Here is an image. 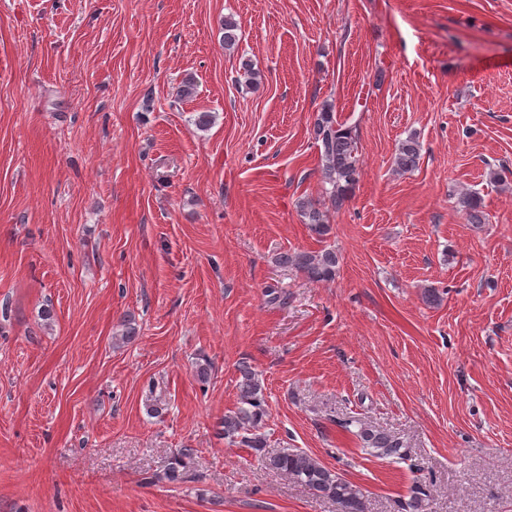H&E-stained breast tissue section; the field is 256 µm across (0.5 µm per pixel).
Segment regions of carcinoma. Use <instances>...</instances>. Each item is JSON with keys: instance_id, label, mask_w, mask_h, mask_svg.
I'll use <instances>...</instances> for the list:
<instances>
[{"instance_id": "carcinoma-1", "label": "carcinoma", "mask_w": 512, "mask_h": 512, "mask_svg": "<svg viewBox=\"0 0 512 512\" xmlns=\"http://www.w3.org/2000/svg\"><path fill=\"white\" fill-rule=\"evenodd\" d=\"M224 30V49L231 50L238 45L239 25L226 16L221 23ZM316 140L321 142V177L328 185L323 200H306L300 209L309 229L318 236L329 233L326 223V209H338L351 193L357 182L359 171V137L357 130L336 120L331 107L327 106L317 115L314 123ZM420 160L418 142L409 138L399 148L396 165L406 173L415 169ZM458 206L465 212L471 224H485L488 221L481 198L474 192L459 195ZM279 264L291 266L307 278L316 281H330L336 276L338 257L332 249L318 252L297 251L284 253L278 258ZM240 381L237 406L224 415L221 421L224 439L238 443L245 448L260 453L267 446L266 439L259 433V427L266 416L267 400L265 387L258 374L244 365L239 368ZM357 427L354 435L359 438L362 450L370 455L391 457L396 461L406 459L400 442L384 431L360 419H346L341 427L351 430ZM194 449L182 448L172 458L164 473V480L171 484H181L189 478ZM262 460L268 468L280 472L301 483L310 490L336 502L339 512H365L362 489L347 480L337 471L327 467L320 460L302 451H288L269 456ZM426 492L419 485L411 489L409 499L401 504L403 512H423Z\"/></svg>"}]
</instances>
